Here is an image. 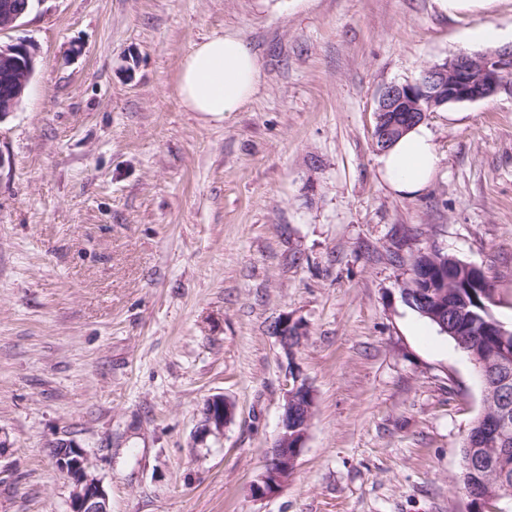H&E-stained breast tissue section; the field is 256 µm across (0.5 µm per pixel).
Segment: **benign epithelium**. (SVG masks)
Masks as SVG:
<instances>
[{
    "label": "benign epithelium",
    "mask_w": 512,
    "mask_h": 512,
    "mask_svg": "<svg viewBox=\"0 0 512 512\" xmlns=\"http://www.w3.org/2000/svg\"><path fill=\"white\" fill-rule=\"evenodd\" d=\"M30 12L29 0H0V33L17 27ZM0 69L8 76V89L0 95V117L16 110L35 70V57L29 46L19 42L0 44ZM512 50L472 54L460 53L423 71L414 83H393L385 87L377 102L376 137L402 128L405 116L424 119L426 113L450 103L472 102L489 98L508 88L512 77ZM443 252L431 248L417 255L403 294L419 288L435 297L442 288ZM274 332L288 359L280 431L267 454L264 471L253 487L254 495L268 498L277 495L294 473L298 458L308 438L314 409V393L295 363L296 350L307 328L299 319L287 315L275 323ZM233 405L222 396L210 399L204 413V429L221 434L232 419ZM57 469L72 488L70 512H111L109 496L102 481L94 476L88 460L77 444L64 447L54 442Z\"/></svg>",
    "instance_id": "7a95c632"
}]
</instances>
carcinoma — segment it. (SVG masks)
I'll use <instances>...</instances> for the list:
<instances>
[{"instance_id": "carcinoma-1", "label": "carcinoma", "mask_w": 512, "mask_h": 512, "mask_svg": "<svg viewBox=\"0 0 512 512\" xmlns=\"http://www.w3.org/2000/svg\"><path fill=\"white\" fill-rule=\"evenodd\" d=\"M460 260L448 256V287L437 289L436 300L423 304L413 300L411 307L423 318L434 325L440 333L451 338L473 365L483 364L492 355L507 352L503 364L489 370V378L482 384L487 392L484 412L490 418L508 413L512 419V335L503 338L488 321L484 314L474 306V297L481 292L479 288H463L457 282ZM507 390L508 395L501 394ZM512 449V425L503 431L498 439L486 437L485 424L476 420L464 439L462 458H491L500 448ZM459 482L461 486L475 487L488 499L497 497L498 482L492 471L486 466L462 467Z\"/></svg>"}]
</instances>
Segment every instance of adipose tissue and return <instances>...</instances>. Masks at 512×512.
I'll use <instances>...</instances> for the list:
<instances>
[{"label":"adipose tissue","mask_w":512,"mask_h":512,"mask_svg":"<svg viewBox=\"0 0 512 512\" xmlns=\"http://www.w3.org/2000/svg\"><path fill=\"white\" fill-rule=\"evenodd\" d=\"M261 65L256 53L238 35L203 38L184 58L176 92L184 107L222 117L238 109L257 92ZM440 157L424 124H417L383 152L382 182L393 191L415 195L431 182Z\"/></svg>","instance_id":"obj_1"}]
</instances>
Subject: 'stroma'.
I'll return each instance as SVG.
<instances>
[{
	"instance_id": "obj_1",
	"label": "stroma",
	"mask_w": 512,
	"mask_h": 512,
	"mask_svg": "<svg viewBox=\"0 0 512 512\" xmlns=\"http://www.w3.org/2000/svg\"><path fill=\"white\" fill-rule=\"evenodd\" d=\"M224 33L259 57V90L222 119L187 111L180 65ZM18 42L36 69L0 119V512H68L60 438L112 512H471L481 387L402 288L438 248L493 267L512 326V91L427 114L440 165L413 197L380 179L376 107L512 46V0H33L0 34ZM285 315L307 326L315 408L261 499ZM216 395L235 408L220 435ZM214 402H217L220 410L215 413ZM234 413L233 405L222 396H215L210 399L204 413V429L209 433L220 435L223 432L224 424L232 419Z\"/></svg>"
}]
</instances>
